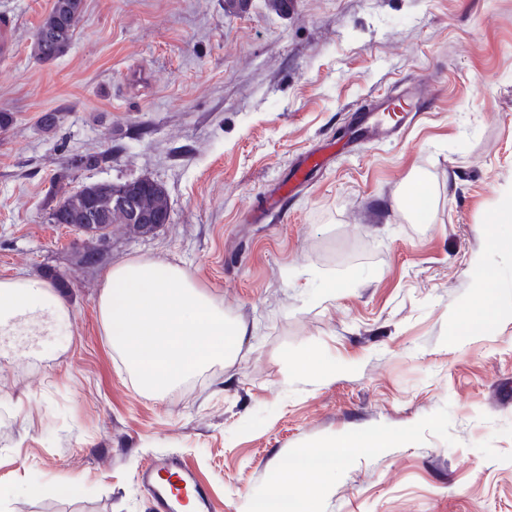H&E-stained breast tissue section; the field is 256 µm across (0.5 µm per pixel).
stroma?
Wrapping results in <instances>:
<instances>
[{
    "label": "stroma",
    "mask_w": 512,
    "mask_h": 512,
    "mask_svg": "<svg viewBox=\"0 0 512 512\" xmlns=\"http://www.w3.org/2000/svg\"><path fill=\"white\" fill-rule=\"evenodd\" d=\"M51 6L0 0V280L56 270L70 309L0 335V512H149L137 473L171 456L210 512H250L281 477L316 512H512V225L492 221L512 197V0H292L282 17L264 0H84L69 51L43 63ZM412 83L427 105L411 124L335 150L266 211L355 110ZM143 177L168 223L77 266L81 234L48 221L58 192ZM417 181L426 224L406 207ZM135 258L181 267L249 329L233 361L160 398L97 308ZM370 433L380 447L301 465ZM319 164V160L316 158H310L304 161L298 168H296L290 175L288 182L281 184L274 194L269 198V208H276L288 195L291 187L300 185L307 173Z\"/></svg>",
    "instance_id": "stroma-1"
}]
</instances>
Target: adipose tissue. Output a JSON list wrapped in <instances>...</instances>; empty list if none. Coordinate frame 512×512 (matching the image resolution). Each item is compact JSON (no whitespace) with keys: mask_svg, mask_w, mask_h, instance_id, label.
I'll use <instances>...</instances> for the list:
<instances>
[{"mask_svg":"<svg viewBox=\"0 0 512 512\" xmlns=\"http://www.w3.org/2000/svg\"><path fill=\"white\" fill-rule=\"evenodd\" d=\"M100 320L111 345L139 387L159 396L199 365L233 360L247 328L225 318L223 307L178 266L138 258L112 267L98 295ZM52 310L69 316L45 281L0 280V335L19 317Z\"/></svg>","mask_w":512,"mask_h":512,"instance_id":"adipose-tissue-1","label":"adipose tissue"}]
</instances>
